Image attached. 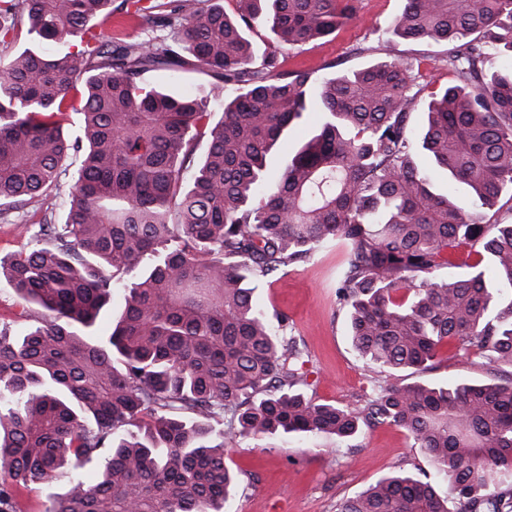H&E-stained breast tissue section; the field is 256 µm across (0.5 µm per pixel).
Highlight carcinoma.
Masks as SVG:
<instances>
[{"instance_id":"carcinoma-1","label":"carcinoma","mask_w":512,"mask_h":512,"mask_svg":"<svg viewBox=\"0 0 512 512\" xmlns=\"http://www.w3.org/2000/svg\"><path fill=\"white\" fill-rule=\"evenodd\" d=\"M203 2L0 0V44L30 40L0 61V205L40 203L78 161L65 219L0 257V280L36 319L0 325V512L61 478L45 512H228L229 444L377 425L404 430L430 472L385 474L337 512H512V376H398L447 351L512 366V222L499 218L512 186V0H403L389 32L448 46L451 80L428 94L418 135L410 114L436 82L419 63L338 73L314 100L308 73L283 69L285 50L352 21L354 0H235L232 14ZM114 12L176 35L91 32ZM259 28L278 47L257 65ZM490 51L507 63L488 76ZM156 70L229 91L222 118L206 97L147 86ZM310 109L319 130L270 176L268 157ZM419 152L463 192H438ZM333 245L347 253L336 289L351 345L383 375L352 406L306 395L288 319L254 300L265 278ZM116 295L111 334H90ZM99 458L96 479L79 472Z\"/></svg>"}]
</instances>
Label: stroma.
I'll list each match as a JSON object with an SVG mask.
<instances>
[{
    "label": "stroma",
    "mask_w": 512,
    "mask_h": 512,
    "mask_svg": "<svg viewBox=\"0 0 512 512\" xmlns=\"http://www.w3.org/2000/svg\"><path fill=\"white\" fill-rule=\"evenodd\" d=\"M402 4L403 0H357L353 21L330 37L289 50L285 70L307 72L319 81L332 65L357 69L403 57L423 60L425 68L447 80L445 46L412 45L386 35ZM320 118V113L307 112L289 127L269 159L270 171H278L284 157L316 133ZM63 201L64 193L58 190L35 208H0V255L29 248L43 216H61ZM337 261L335 253H323L290 268L287 275L266 280L256 299L269 315L287 316L289 330L307 355L308 395L321 403L352 404L371 390L376 374L348 341L346 313L336 300ZM401 377L407 383L494 379L475 355L448 359L432 371L408 369ZM224 454L241 478L232 512H336L340 502L381 476L426 465L406 433L386 425L341 442L325 440L316 447L296 437H249L225 448Z\"/></svg>",
    "instance_id": "35a3bbf8"
}]
</instances>
